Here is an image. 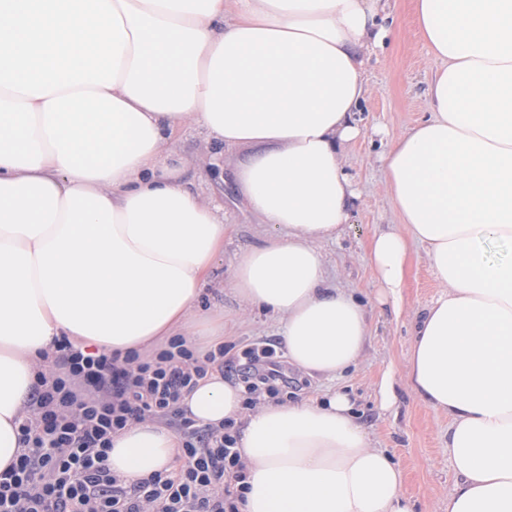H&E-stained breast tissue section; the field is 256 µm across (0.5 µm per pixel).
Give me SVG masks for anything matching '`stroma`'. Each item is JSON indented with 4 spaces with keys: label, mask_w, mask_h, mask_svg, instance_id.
<instances>
[{
    "label": "stroma",
    "mask_w": 512,
    "mask_h": 512,
    "mask_svg": "<svg viewBox=\"0 0 512 512\" xmlns=\"http://www.w3.org/2000/svg\"><path fill=\"white\" fill-rule=\"evenodd\" d=\"M390 10L395 36L367 65L370 92L358 114L363 133L347 149L358 189L354 216L343 236L323 247L328 269L337 283L354 289L368 301L373 334L365 357L355 367L333 380H310L304 393L320 396L338 387L346 388L360 422L401 466L403 491L415 502V512H447L448 490L454 481L448 462V419L413 395L407 371L410 315L429 303L442 283L424 252L413 249L405 280V313L394 317L376 300L378 284L369 258L374 234L398 221L386 177L375 158L392 139L424 118L426 83L434 66L417 25L414 0H390ZM169 143L180 164L183 184L224 209V255L210 270L197 305L223 314L225 357L232 362L254 342L278 340V328L270 318L254 315L245 321L237 319L239 304L229 284L233 256L260 239L257 219L240 199L234 181L237 169L252 150L225 149L197 124L173 133ZM389 368L395 370L399 385L395 405L384 410L377 387Z\"/></svg>",
    "instance_id": "1"
}]
</instances>
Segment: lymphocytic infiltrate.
<instances>
[{"label": "lymphocytic infiltrate", "instance_id": "f902f5d3", "mask_svg": "<svg viewBox=\"0 0 512 512\" xmlns=\"http://www.w3.org/2000/svg\"><path fill=\"white\" fill-rule=\"evenodd\" d=\"M246 354L249 394L281 380L272 347ZM223 365V349L202 355L179 336L147 361L59 341L19 422L23 451L0 471V512H239L243 493L231 485L244 475L233 438L177 407L195 378ZM146 418L175 419L181 464L129 484L109 466L112 437Z\"/></svg>", "mask_w": 512, "mask_h": 512}]
</instances>
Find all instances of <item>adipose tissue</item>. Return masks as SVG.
Wrapping results in <instances>:
<instances>
[{
	"mask_svg": "<svg viewBox=\"0 0 512 512\" xmlns=\"http://www.w3.org/2000/svg\"><path fill=\"white\" fill-rule=\"evenodd\" d=\"M436 68L428 114L378 157L398 223L373 238L380 301L404 310L408 248L443 289L416 312V398L446 415L448 512H512V0H416ZM394 36L381 0H0V471L55 339L126 357L192 326L224 212L185 189L167 136L200 124L253 147L235 174L262 227L236 253L240 309L278 322L289 363L333 379L372 328L327 272L352 217L344 156L366 65ZM215 369L179 408L233 424L240 512H414L403 471L343 391L257 396ZM144 420L112 439L126 483L177 464Z\"/></svg>",
	"mask_w": 512,
	"mask_h": 512,
	"instance_id": "1",
	"label": "adipose tissue"
}]
</instances>
